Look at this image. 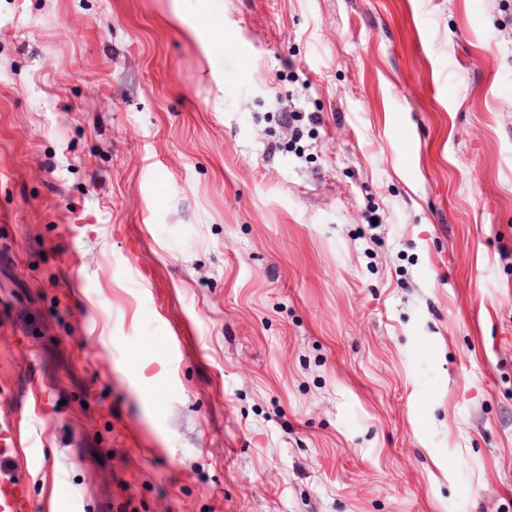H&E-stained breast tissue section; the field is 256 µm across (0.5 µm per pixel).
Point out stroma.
I'll return each instance as SVG.
<instances>
[{
    "label": "stroma",
    "instance_id": "obj_1",
    "mask_svg": "<svg viewBox=\"0 0 512 512\" xmlns=\"http://www.w3.org/2000/svg\"><path fill=\"white\" fill-rule=\"evenodd\" d=\"M0 381L40 507L512 512V0H0Z\"/></svg>",
    "mask_w": 512,
    "mask_h": 512
}]
</instances>
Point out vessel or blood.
<instances>
[{"label": "vessel or blood", "mask_w": 512, "mask_h": 512, "mask_svg": "<svg viewBox=\"0 0 512 512\" xmlns=\"http://www.w3.org/2000/svg\"><path fill=\"white\" fill-rule=\"evenodd\" d=\"M6 428H0V512H35L28 470L31 461L20 441L21 417L0 411Z\"/></svg>", "instance_id": "vessel-or-blood-1"}]
</instances>
